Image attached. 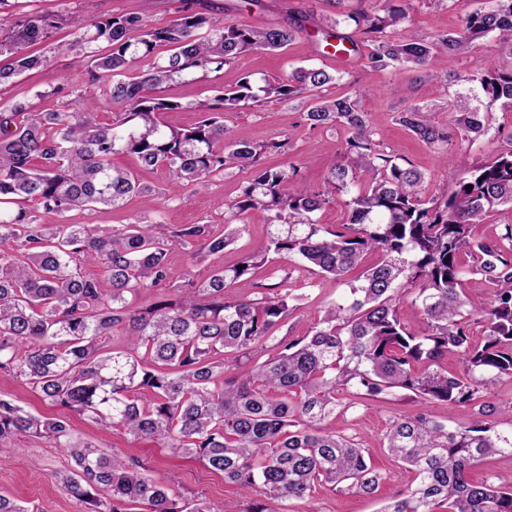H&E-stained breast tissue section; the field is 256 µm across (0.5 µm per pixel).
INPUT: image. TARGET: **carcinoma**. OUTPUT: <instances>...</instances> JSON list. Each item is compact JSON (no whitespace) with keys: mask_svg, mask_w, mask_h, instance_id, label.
Listing matches in <instances>:
<instances>
[{"mask_svg":"<svg viewBox=\"0 0 512 512\" xmlns=\"http://www.w3.org/2000/svg\"><path fill=\"white\" fill-rule=\"evenodd\" d=\"M0 0V85L43 63L29 44L46 41L60 16L36 11L17 17ZM412 0H374L368 9L339 18H304L252 28L187 12L162 28H146L132 14L89 18L81 27L80 63L89 82L72 112H33L24 103L0 105V246L14 244L18 264L0 252V374L37 390L52 405L135 439L159 443L178 457L195 459L224 475V482L257 494L245 508L205 496L186 499L138 462L80 440L67 416L42 417L0 398V443L17 435L42 439L71 459L54 481L86 504V512H288L270 504L311 499L325 483L343 492L374 493L383 475L372 450L328 429L326 422L359 400L396 391L426 404L470 406L481 389L512 379V224L496 240L477 241L473 225L500 206L512 209V148L464 173L449 172L451 192L427 197L425 175L398 162L374 139L360 89L325 99L322 90L343 78L322 67H300L254 87L251 80L195 105L200 120L182 129L160 114L182 108L162 95L170 81L219 71L253 50H283L312 29L336 54L361 53L365 66L425 68L440 53L463 55L476 39H512V0H474L465 31L430 40L401 33ZM353 28L352 34L341 32ZM110 47L106 55L98 46ZM160 47L165 56L134 77L137 59ZM461 80L512 112V65L483 62ZM119 109L112 123L98 121L99 93ZM303 101L313 129L339 125L349 134L346 164H332L328 183L346 196L347 222L331 230L313 219L326 199L298 186L285 189L288 171L261 159L283 150L290 138L258 142L230 129L224 116L258 109L268 100ZM428 105L409 104L396 121L428 145L448 143V130L425 115ZM490 113L469 96L448 107V124L464 140L486 135ZM128 153L142 169L164 167L174 190L203 184L231 167L252 170L240 196L224 204V230L212 224H176L163 236L153 224H126L98 232L90 224H39L23 203L32 201L66 216L73 210L120 209L153 188L112 156ZM267 213L266 251L339 280L369 254L377 261L350 295L324 311L303 336H277L296 299L286 281L262 287L253 299H230V284L257 266L245 258L197 283H176L169 246L190 258L221 253L244 233L241 216ZM473 264L464 267L461 254ZM101 262L104 276L84 274L81 264ZM493 284L492 297H469L468 279ZM169 293L144 309L135 296L155 288ZM414 290L426 330L414 334L401 321L396 301ZM481 316L485 341L470 339L468 319ZM121 329L135 340L124 351L103 339ZM273 343L274 354L258 353ZM453 351L462 369L440 360ZM249 368L231 373L240 364ZM383 450L414 475L415 486L380 512H512V480L470 478L481 459L512 457V418L504 429L484 412L449 425L424 412L389 419Z\"/></svg>","mask_w":512,"mask_h":512,"instance_id":"1","label":"carcinoma"}]
</instances>
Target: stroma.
I'll return each instance as SVG.
<instances>
[{
    "label": "stroma",
    "instance_id": "35a3bbf8",
    "mask_svg": "<svg viewBox=\"0 0 512 512\" xmlns=\"http://www.w3.org/2000/svg\"><path fill=\"white\" fill-rule=\"evenodd\" d=\"M242 0H13L16 12L41 10L63 14L64 24L46 42L29 45V53L46 56L41 67L15 77L0 93L9 103L31 104L41 112H57L73 107L71 93L90 77L87 67L74 65L80 48L77 39L81 22L89 16L108 17L114 14L138 15L149 27L171 24L183 10L192 8L248 26H265L286 22L292 18L335 16L358 8H370L371 0H261L260 5L242 8ZM473 0H449L436 5L432 0H417L406 24L408 36L427 38L445 32L461 30ZM496 39H479L469 57L456 55L435 58L431 67L371 72L364 68L361 57L337 59L325 55L315 38L304 35L287 49L276 52L252 51L236 62L205 76L188 77L170 83L163 94L181 102V109L162 113L164 123L175 128L194 126L200 114L196 102L214 95L215 91L234 87L243 75H250L255 84L272 77H283L300 66L314 65L329 72H349V79L330 85L324 91L333 98L350 92L351 79L371 85L375 93L367 97L363 107L368 114L374 138L390 155L402 158L420 169L425 177V193L441 196L450 192L451 184L445 168L470 170L491 161L499 152L511 147L498 128H512V112L502 111L499 104L489 105L492 129L474 143L461 141L452 134L447 160H440L435 148L413 136L396 120V110L407 103L426 101L431 85L450 84V76L468 71L474 60L500 61ZM453 85V84H450ZM455 91H467L464 83L453 85ZM228 126L245 129L255 140L268 141L289 136L291 146L283 154H270L265 163L286 170L297 169L294 184L313 187L323 192L327 202L316 214L319 223L329 228L345 223L347 213L344 196L324 183L331 162L342 161L346 153L347 134L343 128L310 129L304 124L302 110L294 104L272 101L258 109H245L230 114ZM115 165L139 170L133 155L113 156ZM144 183L154 193L148 198L132 200L125 208H98L72 212L67 218L73 224H95L102 228H118L143 216L162 224H199L208 222L223 225L226 202L240 194L251 173L246 169H231L204 184L186 189L180 198L168 199L165 189L169 175L164 168L139 170ZM244 222L247 231L224 253L190 261L181 248L170 253L172 268L182 276L200 281L212 270L239 264L248 255L264 248L270 227L261 210L249 211ZM285 282L298 301L281 327L284 335L306 334L325 309L339 302L349 291L347 283L312 274L302 264L271 258L256 268L250 279L226 289L227 297L239 299L256 297L259 286ZM425 411L434 419L454 417L463 422L472 417L474 407L449 410L435 402L424 406L411 399L392 395L382 400L364 402L363 406L337 415L329 423L336 432L361 439L372 449L377 467L385 479L373 497L339 492L330 485L317 487L308 502H290V512H379L392 497L407 492L412 473L393 461L381 449L383 434L390 417ZM80 434L109 452L138 459L152 474L165 481L177 493L192 498L206 496L212 502L237 500L248 503L250 492L226 484L221 474L208 470L201 462L170 456L151 442L134 440L123 429H103L95 424L79 423ZM68 459L58 449L40 439L18 436L0 443V493L35 508L36 512H83L82 505L57 484L52 474L66 466Z\"/></svg>",
    "mask_w": 512,
    "mask_h": 512
}]
</instances>
